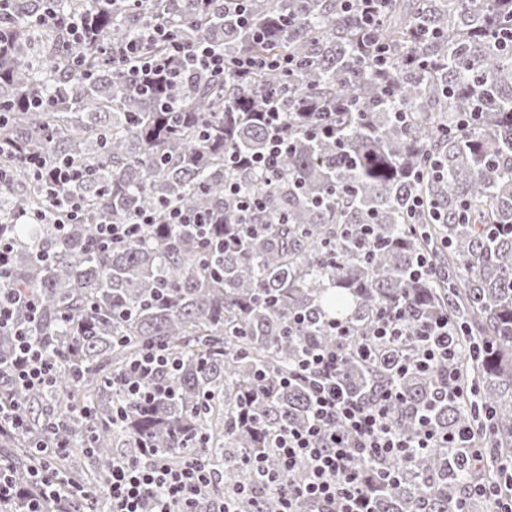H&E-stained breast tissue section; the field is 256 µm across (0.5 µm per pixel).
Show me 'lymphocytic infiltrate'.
<instances>
[{
    "label": "lymphocytic infiltrate",
    "mask_w": 512,
    "mask_h": 512,
    "mask_svg": "<svg viewBox=\"0 0 512 512\" xmlns=\"http://www.w3.org/2000/svg\"><path fill=\"white\" fill-rule=\"evenodd\" d=\"M164 44L167 55L162 59L142 55L146 41ZM117 58L142 60L147 74L168 82L180 75L171 65L173 56L188 54L189 68L206 74L224 71V55L206 43L185 50L172 28L146 25L141 38L119 43ZM270 134L266 152L251 156L227 155L229 165H244L262 172H272L288 150V140L281 132L283 123L277 105H270L262 115ZM15 238L10 225H0V331L13 332L16 346L10 361L15 382L24 388L46 385L54 365L38 349L33 336L15 324L19 305H26L31 318H38L34 300L17 288L9 287L11 256ZM326 328L337 343L331 348L303 349L295 367L288 373L291 381L303 384L309 392L311 418L301 427L277 432L272 448L275 469H267L262 458H254L250 466L263 478L267 488L276 493L279 512H302L301 505L313 502L317 512H370L369 502L356 470L358 459L372 461L411 456L434 448H468L474 461H482L494 445L492 436L476 437L474 431L445 434L436 429L428 413H421L413 435L404 436L394 428L390 409L400 403L403 393L396 383H388L375 397L365 398L350 392L339 380L340 366L348 354L368 360L374 344L413 340L415 349L400 370L415 367L432 370L439 362L455 358L459 338L463 334L448 315L438 314L416 328L405 327L397 314L380 317L368 342L351 343L352 328L341 320L330 319ZM176 359L161 350L146 352L130 367L133 382L126 391L132 401L155 400L160 392L157 381L162 371H176ZM305 468L301 483H293L292 475ZM210 482L206 464L196 460L182 469L171 470L140 459H124L113 463L105 478L102 492L112 504L111 512H200L198 496Z\"/></svg>",
    "instance_id": "lymphocytic-infiltrate-1"
}]
</instances>
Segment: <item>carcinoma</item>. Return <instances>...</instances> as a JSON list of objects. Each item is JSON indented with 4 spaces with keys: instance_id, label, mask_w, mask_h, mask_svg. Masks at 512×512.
Masks as SVG:
<instances>
[{
    "instance_id": "1",
    "label": "carcinoma",
    "mask_w": 512,
    "mask_h": 512,
    "mask_svg": "<svg viewBox=\"0 0 512 512\" xmlns=\"http://www.w3.org/2000/svg\"><path fill=\"white\" fill-rule=\"evenodd\" d=\"M239 3L264 37L235 26ZM48 6L59 19L49 28L37 21ZM147 19L187 48L223 51L224 74L186 72L171 106L162 81L144 84L141 62L112 58ZM377 29L383 74L342 0H0V136L15 144L0 158L13 171L0 182V224L15 225L10 278L32 292L38 343L55 363L50 384L18 388L5 367L14 338L0 332V393L14 394L26 421L25 434H0L23 491L0 512H28L45 465L31 447L39 438L60 445L50 465L73 479L45 512H71L83 465L95 484L124 457L172 468L202 459L227 497L256 485L242 458L263 454L274 467L270 434L309 418L307 390L281 379L307 343L336 345L321 321L363 337L383 311L410 326L446 312L466 331L456 360L396 377L395 427L412 432L414 411L433 404L435 426L452 433L488 409L500 447L480 469L466 448L358 461L374 512H458L468 484L512 455V43L495 38L512 31V0H385ZM284 55L295 62L287 73H234L241 57ZM271 100L290 145L276 173L225 164L265 150L253 117ZM33 155L85 177L54 184L29 169ZM247 195L264 202L256 236L236 232ZM416 196L427 211L411 217ZM67 198L83 207L73 224L54 207ZM173 207L215 213L228 243L216 252L169 224ZM142 211L154 218L143 240L95 242L96 225ZM23 212L44 220L19 224ZM425 253L448 279L408 278ZM298 314L314 320L291 333ZM157 347L179 360L172 390L129 406L122 378ZM394 355L383 345L370 363L350 356L340 378L372 397L394 378ZM450 371L478 386L476 403L439 401Z\"/></svg>"
}]
</instances>
